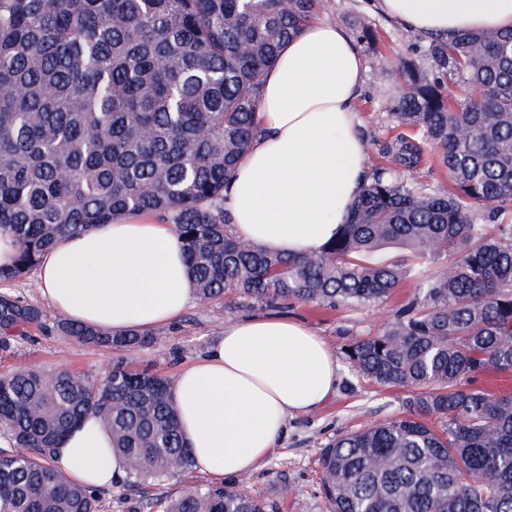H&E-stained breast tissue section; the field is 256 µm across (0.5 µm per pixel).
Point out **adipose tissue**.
I'll list each match as a JSON object with an SVG mask.
<instances>
[{"label":"adipose tissue","instance_id":"obj_1","mask_svg":"<svg viewBox=\"0 0 512 512\" xmlns=\"http://www.w3.org/2000/svg\"><path fill=\"white\" fill-rule=\"evenodd\" d=\"M415 31L453 37L512 29V0H377ZM364 60L352 37L325 20L284 43L257 102L261 136L227 191L236 236L283 255L319 250L333 238L366 184L368 161L355 98ZM43 298L73 322L112 333L176 321L193 285L172 225L130 214L63 238L44 258ZM339 365L320 336L282 316L231 320L206 356L182 366L174 408L195 463L213 480L254 472L295 414L336 392ZM110 433L87 416L54 462L78 484H119L126 462Z\"/></svg>","mask_w":512,"mask_h":512}]
</instances>
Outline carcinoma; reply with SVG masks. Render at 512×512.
Segmentation results:
<instances>
[{"label":"carcinoma","mask_w":512,"mask_h":512,"mask_svg":"<svg viewBox=\"0 0 512 512\" xmlns=\"http://www.w3.org/2000/svg\"><path fill=\"white\" fill-rule=\"evenodd\" d=\"M324 10V0H0V231L16 244L0 282L29 275L60 239L134 212L175 227L202 301L378 306L414 266L453 251L382 332L345 346L360 376L404 392L405 413L326 444L319 492L329 512H512V393L480 384L512 373V29L410 32L431 69L402 60L401 92L385 109L438 149L448 190L380 168L334 239L284 256L231 231L225 191L260 134L268 67ZM451 84L479 95L452 98ZM386 153L409 169L421 145L401 137ZM386 246L404 254L374 259ZM43 317L1 293L0 344ZM56 327L93 347L152 341L66 319ZM172 387L121 363L98 380L1 374L0 512H98L95 490L46 462L89 413L125 458L126 487L190 469ZM159 508L268 504L234 484H200Z\"/></svg>","instance_id":"1"}]
</instances>
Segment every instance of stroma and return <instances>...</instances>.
<instances>
[{
  "instance_id": "stroma-1",
  "label": "stroma",
  "mask_w": 512,
  "mask_h": 512,
  "mask_svg": "<svg viewBox=\"0 0 512 512\" xmlns=\"http://www.w3.org/2000/svg\"><path fill=\"white\" fill-rule=\"evenodd\" d=\"M325 18L359 40L358 49L366 66L365 82L356 98L359 130L370 168L387 165L381 148L385 141L397 136L398 130L383 104L400 93L397 65L401 59L410 58L426 71L430 59L409 45L404 26L377 11L375 0H328ZM367 28L375 31V44L361 42L360 35ZM434 269L431 263L418 268L377 307L342 305L330 309L294 299L279 307L280 315L306 322L325 341L340 363V381L335 396L321 408L289 418L288 432L280 447L273 449L249 477V489L273 501L276 512H327L328 505L318 487L320 449L337 435L354 431L367 421L402 414L398 390L377 386L358 376L346 362L343 349L349 342L381 332L394 310L413 294L419 277ZM1 292L40 307L46 321L44 327L32 328L26 335L14 338L8 349H0V374L34 367L47 372L65 369L98 378L121 358L133 368L149 367L171 378L181 364L205 355L216 345L224 334L226 321L270 312L269 307L228 295L209 302L196 300L176 322L152 329L151 344L119 351L86 346L56 331L54 324L59 314L41 297L36 275L0 283ZM208 481L207 475L194 468L171 481L133 492L116 485L99 490V512H156L155 505L160 500ZM284 485L289 488L285 496L279 493Z\"/></svg>"
}]
</instances>
